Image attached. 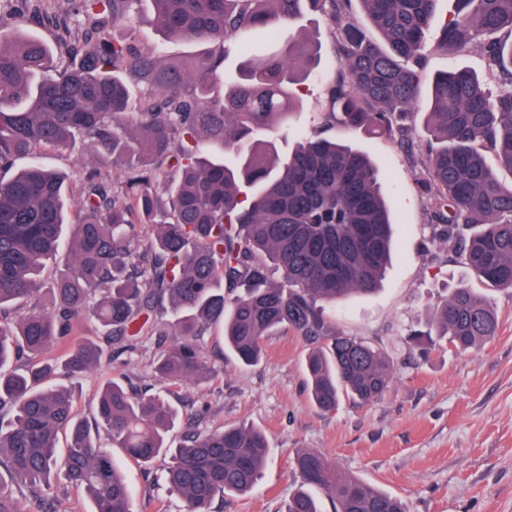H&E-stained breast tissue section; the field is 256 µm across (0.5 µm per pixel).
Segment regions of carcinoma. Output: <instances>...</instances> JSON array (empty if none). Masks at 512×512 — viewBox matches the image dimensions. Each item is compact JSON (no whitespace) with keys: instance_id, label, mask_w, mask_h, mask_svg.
Returning a JSON list of instances; mask_svg holds the SVG:
<instances>
[{"instance_id":"cac0c4a2","label":"carcinoma","mask_w":512,"mask_h":512,"mask_svg":"<svg viewBox=\"0 0 512 512\" xmlns=\"http://www.w3.org/2000/svg\"><path fill=\"white\" fill-rule=\"evenodd\" d=\"M10 2L18 22L64 33L55 53L0 24V169L34 146L72 151L85 138L122 181L112 191L101 168L89 171L68 245L72 262L50 288V305L16 321L5 308L40 291L42 267L63 245L67 184L35 156L0 177V410L10 411L0 418V512H22L15 487L29 492L33 512H53L58 472L85 494L90 512H133L128 477L102 448L103 435L141 466L168 460L167 481L184 512H210L215 497L254 487L269 448L260 429L245 425L193 429L176 447L168 440L180 418L170 387L217 375L200 355L211 329H223L225 347L245 366L261 361L272 331L302 336L311 345L310 399L325 412L343 397L378 400L394 371L384 351L336 331L324 308L374 292L390 261L393 221L378 169L361 151L319 135L299 136L286 156L275 146L320 64L303 15L317 11L334 29L339 70L327 88L325 124L397 136L412 148L439 0H358L370 29L354 18L351 0H68L64 15L47 0ZM144 2L166 39L211 51L163 65L158 50L109 32ZM439 47L455 57L480 53L499 89L466 67L435 78L421 191L439 240L478 278L512 291V185L497 175L512 172V0H456ZM230 52L239 69L217 93L215 68ZM205 146L219 159L201 157ZM137 220L157 226L145 245ZM168 311L180 327L171 341L155 327ZM84 318L103 335H74ZM497 327L486 299L455 288L403 341L422 354L440 341L465 353ZM151 336L160 390L138 394L110 380L96 393L94 422L77 418L74 392L57 382L48 351L62 348L64 372L77 376L100 366L112 342L132 351ZM294 466L301 484L284 512H321L314 489L335 512H407L401 498L316 451H297Z\"/></svg>"}]
</instances>
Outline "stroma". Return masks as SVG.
Wrapping results in <instances>:
<instances>
[{"instance_id": "1", "label": "stroma", "mask_w": 512, "mask_h": 512, "mask_svg": "<svg viewBox=\"0 0 512 512\" xmlns=\"http://www.w3.org/2000/svg\"><path fill=\"white\" fill-rule=\"evenodd\" d=\"M304 23L321 47L322 64L303 86L304 105L296 124L369 154L380 169L396 221V255L379 289L326 305L325 311L337 329L388 349L399 365L379 400L360 404L345 399L336 410L323 412L310 401L306 387L310 347L295 332L279 330L267 336L265 355L252 367L222 355L218 333L206 335L202 355L208 362L222 363L224 372L176 388L179 410L185 416L198 415L204 429L257 427L269 443L254 489L216 498L212 512H283L300 483L294 456L303 448L401 496L407 512H512V291L478 279L451 248L433 239L427 199L415 183L425 170L420 152L361 129L323 126L319 114L338 69L335 36L322 16H307ZM456 67L485 70L480 55L453 58L429 51L417 122L425 120L434 76ZM38 158L67 176V210L71 220H78L86 169L99 159L96 147L87 142L72 153L42 150ZM458 287L487 299L498 318L495 336L465 355L444 346L425 358L409 351L402 343L408 330L424 324L433 308ZM112 349V365L73 381L78 418L92 420V398L107 378L127 376L144 392L158 387L150 369L153 341H144L133 353L125 352L119 341ZM113 454L130 475L135 512H181L179 499L169 492L164 460L146 470L122 449Z\"/></svg>"}]
</instances>
